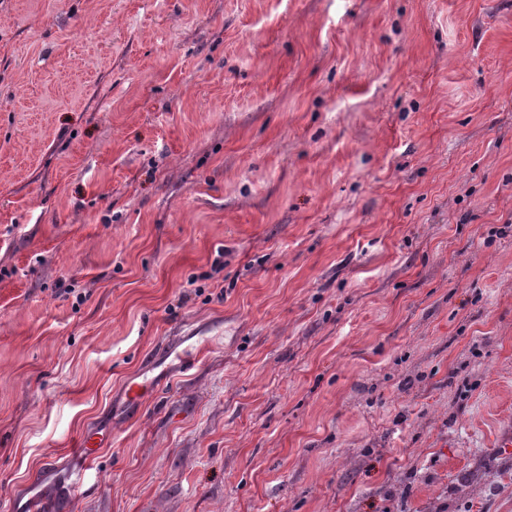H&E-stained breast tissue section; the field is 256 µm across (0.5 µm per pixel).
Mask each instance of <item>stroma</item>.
<instances>
[{
  "label": "stroma",
  "instance_id": "35a3bbf8",
  "mask_svg": "<svg viewBox=\"0 0 512 512\" xmlns=\"http://www.w3.org/2000/svg\"><path fill=\"white\" fill-rule=\"evenodd\" d=\"M511 434L512 0H0V502L512 512Z\"/></svg>",
  "mask_w": 512,
  "mask_h": 512
}]
</instances>
